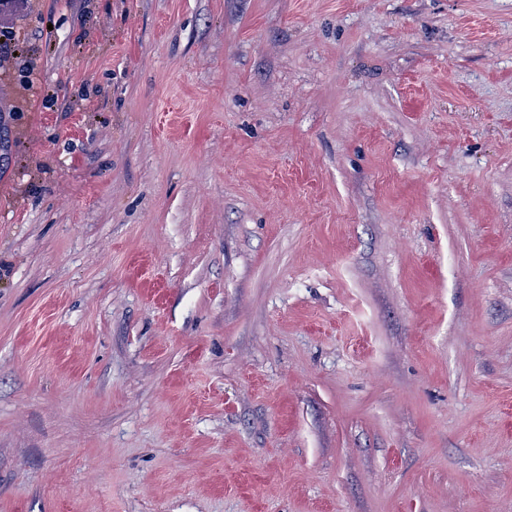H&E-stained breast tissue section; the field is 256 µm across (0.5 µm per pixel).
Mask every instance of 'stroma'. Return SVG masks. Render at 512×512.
Instances as JSON below:
<instances>
[{"label":"stroma","mask_w":512,"mask_h":512,"mask_svg":"<svg viewBox=\"0 0 512 512\" xmlns=\"http://www.w3.org/2000/svg\"><path fill=\"white\" fill-rule=\"evenodd\" d=\"M8 24L0 512H512V0Z\"/></svg>","instance_id":"1"}]
</instances>
